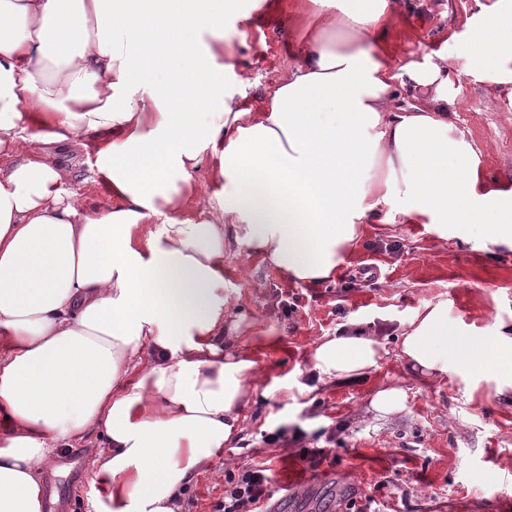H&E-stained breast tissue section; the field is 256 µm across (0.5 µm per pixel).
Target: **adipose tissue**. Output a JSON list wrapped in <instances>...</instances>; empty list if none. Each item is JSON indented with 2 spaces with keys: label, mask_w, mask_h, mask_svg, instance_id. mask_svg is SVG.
Here are the masks:
<instances>
[{
  "label": "adipose tissue",
  "mask_w": 512,
  "mask_h": 512,
  "mask_svg": "<svg viewBox=\"0 0 512 512\" xmlns=\"http://www.w3.org/2000/svg\"><path fill=\"white\" fill-rule=\"evenodd\" d=\"M310 2L298 64L254 108L216 63L223 0L150 15L130 0H0V512H43L59 443L93 433L94 512H180L182 489L237 441L259 374L223 295L225 249L324 282L394 195L407 223L512 243V196L448 120L445 64L409 70L430 107H389L374 36L396 0ZM191 27L213 43L188 41ZM468 28L467 75L511 85L512 0L482 2ZM88 137L107 211L64 196L68 168L44 157ZM206 166L219 191L196 181ZM399 348L428 377L512 371V333L466 337L441 303ZM384 354L358 329L312 360L339 381Z\"/></svg>",
  "instance_id": "1"
}]
</instances>
